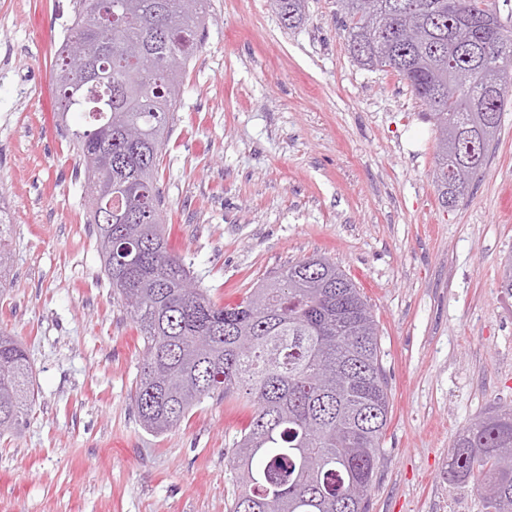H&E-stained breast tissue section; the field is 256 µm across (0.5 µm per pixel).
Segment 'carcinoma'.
<instances>
[{
	"label": "carcinoma",
	"mask_w": 512,
	"mask_h": 512,
	"mask_svg": "<svg viewBox=\"0 0 512 512\" xmlns=\"http://www.w3.org/2000/svg\"><path fill=\"white\" fill-rule=\"evenodd\" d=\"M285 28L306 0H274ZM348 51L364 68L406 80L436 127L433 177L444 205L486 169L512 107V34L484 0H336ZM56 57L63 115L89 122L72 132L90 188L92 232L103 272L139 332L145 356L134 404L143 428L163 434L214 396L254 407L232 452L239 493L229 512H368L388 423L378 328L365 297L334 262L283 268L234 306L182 285L191 270L168 246L156 186L159 156L197 52L207 0H77ZM119 23L91 28L94 9ZM421 31L416 43L401 33ZM104 50L112 85L67 67ZM454 85L451 97L440 88ZM112 223H106L107 218ZM0 223V288L11 256ZM34 391L25 350L0 334V437L27 425ZM448 483L476 485L486 512H512V406L459 434Z\"/></svg>",
	"instance_id": "cac0c4a2"
}]
</instances>
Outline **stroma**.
Wrapping results in <instances>:
<instances>
[{"mask_svg":"<svg viewBox=\"0 0 512 512\" xmlns=\"http://www.w3.org/2000/svg\"><path fill=\"white\" fill-rule=\"evenodd\" d=\"M74 0H0V197L14 212L0 332L21 341L35 406L0 439V512H227V460L251 411L205 399L141 426L143 342L103 275L85 175L59 117L54 42ZM394 72L355 63L336 0L284 28L270 0H211L157 188L169 244L235 304L313 256L360 288L381 336L390 421L370 512H485L449 486L460 433L512 406V111L468 194L443 207L433 126Z\"/></svg>","mask_w":512,"mask_h":512,"instance_id":"obj_1","label":"stroma"}]
</instances>
